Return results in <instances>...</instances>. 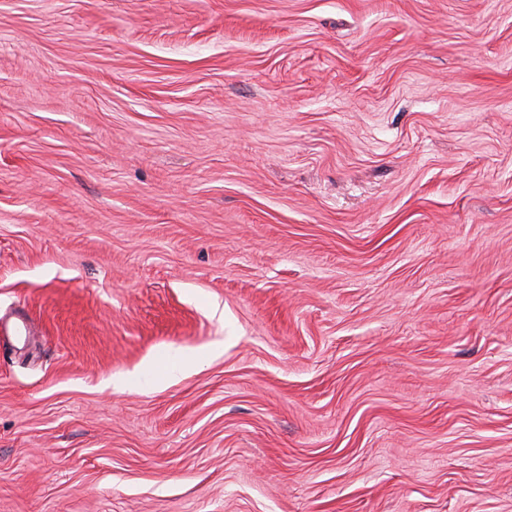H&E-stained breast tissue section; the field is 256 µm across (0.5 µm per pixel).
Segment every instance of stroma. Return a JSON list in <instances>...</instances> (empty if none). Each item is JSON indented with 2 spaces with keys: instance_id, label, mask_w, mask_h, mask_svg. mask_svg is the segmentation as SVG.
Segmentation results:
<instances>
[{
  "instance_id": "obj_1",
  "label": "stroma",
  "mask_w": 512,
  "mask_h": 512,
  "mask_svg": "<svg viewBox=\"0 0 512 512\" xmlns=\"http://www.w3.org/2000/svg\"><path fill=\"white\" fill-rule=\"evenodd\" d=\"M0 512H512V0H0Z\"/></svg>"
}]
</instances>
